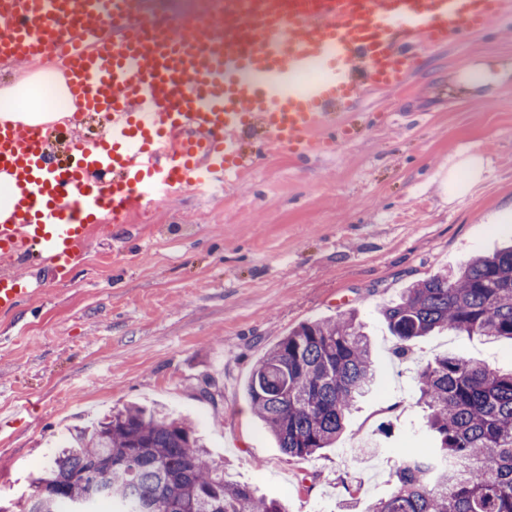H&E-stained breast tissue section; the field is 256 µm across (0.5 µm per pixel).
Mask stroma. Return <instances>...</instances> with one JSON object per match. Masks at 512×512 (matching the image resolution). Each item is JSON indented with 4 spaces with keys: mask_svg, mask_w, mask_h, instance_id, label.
<instances>
[{
    "mask_svg": "<svg viewBox=\"0 0 512 512\" xmlns=\"http://www.w3.org/2000/svg\"><path fill=\"white\" fill-rule=\"evenodd\" d=\"M411 98L368 90L360 132L295 161L273 152L221 194L184 193L103 224L71 281L37 261L36 290L0 314V499L68 437L127 402L162 405L204 435L228 481L287 500L289 512H367L385 496L388 456L371 438L425 454L420 372L447 352L512 370V342L434 333L395 353L381 309L411 283L512 244V22L430 51ZM482 153L479 179L462 162ZM356 311L374 346L378 390L332 447L288 456L255 415L248 384L299 324Z\"/></svg>",
    "mask_w": 512,
    "mask_h": 512,
    "instance_id": "stroma-1",
    "label": "stroma"
}]
</instances>
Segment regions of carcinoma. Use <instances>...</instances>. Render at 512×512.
I'll return each mask as SVG.
<instances>
[{
  "mask_svg": "<svg viewBox=\"0 0 512 512\" xmlns=\"http://www.w3.org/2000/svg\"><path fill=\"white\" fill-rule=\"evenodd\" d=\"M382 315L403 356L436 330L512 341V246L415 282ZM374 380L370 341L346 313L289 331L257 363L248 392L279 447L310 457L336 441ZM418 392L437 465L426 472L396 456L390 491L368 512H512V371L447 353L421 372ZM91 491L111 512H288L224 480L185 419L137 405L78 431L47 461L25 512H71Z\"/></svg>",
  "mask_w": 512,
  "mask_h": 512,
  "instance_id": "1",
  "label": "carcinoma"
}]
</instances>
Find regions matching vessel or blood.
<instances>
[{"label": "vessel or blood", "mask_w": 512, "mask_h": 512, "mask_svg": "<svg viewBox=\"0 0 512 512\" xmlns=\"http://www.w3.org/2000/svg\"><path fill=\"white\" fill-rule=\"evenodd\" d=\"M499 17L512 0H224L223 26L202 35L138 0H0L4 60L98 32L63 75L80 111L112 116L70 164L44 126L0 120V176L15 189L0 221V313L33 293L16 263L36 258L68 282L102 223L246 180L245 134L292 157L325 153L366 88L405 87L425 52Z\"/></svg>", "instance_id": "obj_1"}]
</instances>
